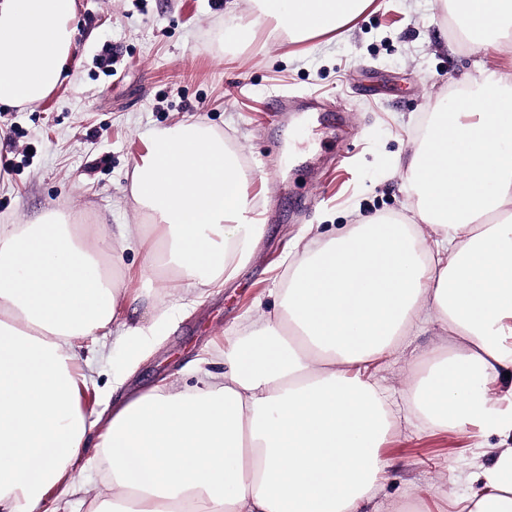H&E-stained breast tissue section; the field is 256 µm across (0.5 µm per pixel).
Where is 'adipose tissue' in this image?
Returning <instances> with one entry per match:
<instances>
[{
    "mask_svg": "<svg viewBox=\"0 0 512 512\" xmlns=\"http://www.w3.org/2000/svg\"><path fill=\"white\" fill-rule=\"evenodd\" d=\"M368 2L262 0L259 19L308 38ZM454 4L479 49L512 37V0ZM76 33V0H0V105L54 91ZM149 143L131 187L145 223L112 234L56 211L0 225V512H42L50 494L83 495L87 512H363L395 418L360 374L426 326L457 345L413 360L424 426L512 434V71L464 79L434 109L406 171L415 220L378 216L305 252L252 337L225 329L218 381L155 387L90 420L77 342L121 320L119 252L137 253L141 274L172 271L169 288L221 287L262 233L223 136L186 124ZM91 441L109 474L97 485L79 465ZM479 481L468 512H512L511 447Z\"/></svg>",
    "mask_w": 512,
    "mask_h": 512,
    "instance_id": "obj_1",
    "label": "adipose tissue"
}]
</instances>
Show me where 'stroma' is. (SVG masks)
<instances>
[{
  "mask_svg": "<svg viewBox=\"0 0 512 512\" xmlns=\"http://www.w3.org/2000/svg\"><path fill=\"white\" fill-rule=\"evenodd\" d=\"M80 26L68 80L39 105L0 107V150L13 142L12 171L0 170V225L27 224L50 208L76 209L108 226L138 224L133 170L149 152L151 130L197 123L220 133L245 174L253 214L264 224L256 258L225 287L186 288L188 307L158 343L106 339L81 403L108 416L125 393L177 382L193 387L191 368L209 358L224 370V330L248 336L255 305L272 311L273 288L304 251L344 225L371 216H410L404 177L430 107L449 105L463 75L512 68V41L475 53L442 0H371L349 25L289 43L265 24L249 45L225 43L253 0H78ZM123 57L103 65L111 47ZM482 60L475 68L474 60ZM314 98L316 109L268 116L272 100ZM128 324L150 319L166 296L155 279L132 278ZM129 372L123 389L114 374ZM408 364L371 367L372 382L395 400L401 419L378 453L385 472L365 512H449L465 502L472 473L489 468L505 440L488 425L460 433L407 420Z\"/></svg>",
  "mask_w": 512,
  "mask_h": 512,
  "instance_id": "1",
  "label": "stroma"
}]
</instances>
